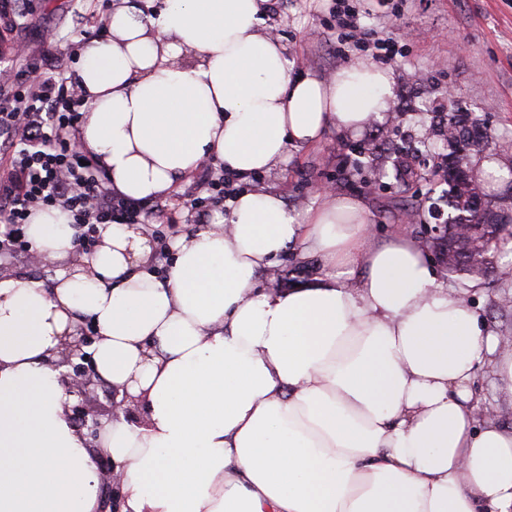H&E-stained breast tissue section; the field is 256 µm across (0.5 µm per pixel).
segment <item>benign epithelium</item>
I'll return each mask as SVG.
<instances>
[{
    "instance_id": "7a95c632",
    "label": "benign epithelium",
    "mask_w": 512,
    "mask_h": 512,
    "mask_svg": "<svg viewBox=\"0 0 512 512\" xmlns=\"http://www.w3.org/2000/svg\"><path fill=\"white\" fill-rule=\"evenodd\" d=\"M95 339L92 329L83 326L77 329L75 335L64 339L55 352L56 359L52 361L55 368H66L62 373L67 397L76 399V403L66 402V409L79 427L87 430L89 440L97 437L101 426L102 417L109 420L119 419V414L130 417L132 411L124 406L129 397H124L120 402L116 401L117 391L110 390V399L106 414H101L97 409L88 405V396L99 385L95 377L92 359L87 357L84 348L91 346ZM103 487L105 488L102 512H121L120 477L115 471V466L105 460L100 464Z\"/></svg>"
}]
</instances>
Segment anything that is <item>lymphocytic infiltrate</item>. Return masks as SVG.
I'll return each mask as SVG.
<instances>
[{"mask_svg":"<svg viewBox=\"0 0 512 512\" xmlns=\"http://www.w3.org/2000/svg\"><path fill=\"white\" fill-rule=\"evenodd\" d=\"M83 98L63 75L34 73L0 93V243L27 246L24 227L34 211L69 212L86 243L100 224L136 223L147 204L103 189L95 163L71 136L82 121Z\"/></svg>","mask_w":512,"mask_h":512,"instance_id":"f902f5d3","label":"lymphocytic infiltrate"}]
</instances>
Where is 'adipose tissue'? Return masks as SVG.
I'll use <instances>...</instances> for the list:
<instances>
[{
	"label": "adipose tissue",
	"mask_w": 512,
	"mask_h": 512,
	"mask_svg": "<svg viewBox=\"0 0 512 512\" xmlns=\"http://www.w3.org/2000/svg\"><path fill=\"white\" fill-rule=\"evenodd\" d=\"M269 0H123L80 41L77 144L124 197L152 202L205 162L246 179L329 128L381 120L388 73L357 61L291 75L262 29ZM26 235L50 276L0 279V512H100L98 461L122 512H512V423L479 419L477 369L512 396V352L443 286L406 234L369 242L360 200L293 211L243 190L152 269L143 224H102L73 264L61 208ZM323 274L262 284L288 252ZM90 321L100 382L135 401L90 450L51 366ZM103 487L105 488L104 501L101 512H121L122 499L120 496V477L115 466L105 460L100 464Z\"/></svg>",
	"instance_id": "obj_1"
}]
</instances>
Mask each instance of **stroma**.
<instances>
[{"instance_id": "stroma-1", "label": "stroma", "mask_w": 512, "mask_h": 512, "mask_svg": "<svg viewBox=\"0 0 512 512\" xmlns=\"http://www.w3.org/2000/svg\"><path fill=\"white\" fill-rule=\"evenodd\" d=\"M120 0H29L30 15L21 30L27 59L7 58V69L38 62L45 71L73 73L80 60L76 43L82 31L98 35ZM336 0H270L265 28L294 61V76L322 78L352 61H368L366 44L392 37L397 55L382 64L391 78L393 99L383 119L358 133L329 129L315 144L293 147L288 159L251 183L283 193L289 207L302 211L318 205L320 184L330 192L361 200L371 231L378 236L401 227L423 239L419 222L406 218L398 200L426 191L425 183L387 176L368 184L347 170L354 148L365 144L380 157L390 149L429 136L435 113L457 100L481 123L494 143H508L501 161H512V0H353L359 13L363 46L340 44L332 10ZM433 147L438 137L429 136ZM203 177H185L172 196L150 204L152 237L167 240L198 223L204 196ZM512 294V272L464 290L462 296L497 336H512V312L499 311L502 294Z\"/></svg>"}]
</instances>
